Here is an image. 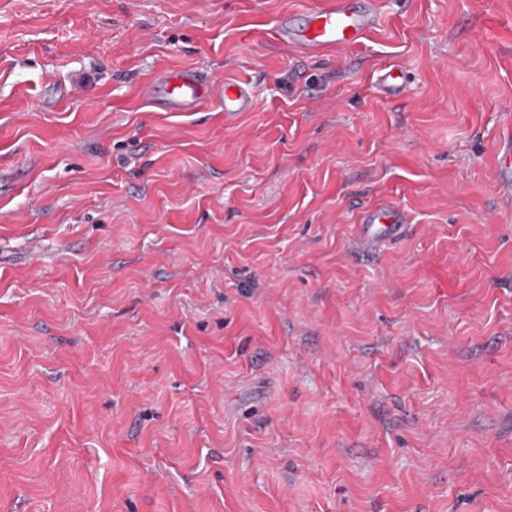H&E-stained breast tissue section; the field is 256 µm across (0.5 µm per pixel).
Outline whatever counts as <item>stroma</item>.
Instances as JSON below:
<instances>
[{
  "label": "stroma",
  "instance_id": "35a3bbf8",
  "mask_svg": "<svg viewBox=\"0 0 512 512\" xmlns=\"http://www.w3.org/2000/svg\"><path fill=\"white\" fill-rule=\"evenodd\" d=\"M316 3L0 0V512H512V0ZM378 25L374 0H322L307 12L302 27L283 15L273 37L297 54L316 56L362 43ZM408 87V73L400 64L384 66L376 76V91L385 100H398L403 98ZM142 97L165 112H199L208 100L223 105L224 115L251 112L255 96L248 82H215L201 69L162 70L142 86ZM497 181L503 187L512 185V129L500 138L498 142ZM362 223L366 234L390 238L400 233L402 224L407 223V216L398 208L383 204L366 210Z\"/></svg>",
  "mask_w": 512,
  "mask_h": 512
}]
</instances>
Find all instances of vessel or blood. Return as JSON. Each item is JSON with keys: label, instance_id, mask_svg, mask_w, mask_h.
Segmentation results:
<instances>
[{"label": "vessel or blood", "instance_id": "1", "mask_svg": "<svg viewBox=\"0 0 512 512\" xmlns=\"http://www.w3.org/2000/svg\"><path fill=\"white\" fill-rule=\"evenodd\" d=\"M377 24L375 0H320L316 8L308 11L303 26H294L284 16L276 23L273 36L297 54L316 56L360 44ZM408 87V73L402 65L384 66L376 76L375 88L383 99H401ZM141 94L145 101L166 112H197L213 99L220 102L228 116L250 112L255 107L248 82L218 83L201 69L159 71L143 84ZM497 152V181L501 186H511L512 129L500 138ZM406 221L403 211L383 204L364 212L362 227L366 233L390 238L400 233Z\"/></svg>", "mask_w": 512, "mask_h": 512}]
</instances>
